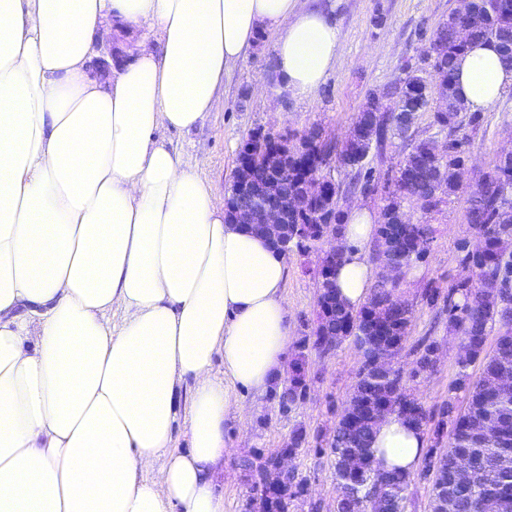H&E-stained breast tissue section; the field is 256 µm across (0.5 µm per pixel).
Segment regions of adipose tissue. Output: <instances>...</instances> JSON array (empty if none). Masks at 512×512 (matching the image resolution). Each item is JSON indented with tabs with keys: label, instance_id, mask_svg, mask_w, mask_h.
<instances>
[{
	"label": "adipose tissue",
	"instance_id": "adipose-tissue-1",
	"mask_svg": "<svg viewBox=\"0 0 512 512\" xmlns=\"http://www.w3.org/2000/svg\"><path fill=\"white\" fill-rule=\"evenodd\" d=\"M144 28L93 76L95 40ZM279 89L313 95L341 33L297 0H0V512H224L215 475L236 387L264 392L291 342L284 255L226 221L159 126L193 130L260 30ZM467 111L512 91L495 43L456 63ZM378 215L344 211L333 279L370 296ZM122 312L121 324L112 315ZM224 374L215 376V357ZM187 406L190 448L174 445ZM427 438L398 414L377 425L382 469L417 472Z\"/></svg>",
	"mask_w": 512,
	"mask_h": 512
}]
</instances>
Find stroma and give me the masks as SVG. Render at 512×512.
I'll use <instances>...</instances> for the list:
<instances>
[{
    "label": "stroma",
    "instance_id": "obj_1",
    "mask_svg": "<svg viewBox=\"0 0 512 512\" xmlns=\"http://www.w3.org/2000/svg\"><path fill=\"white\" fill-rule=\"evenodd\" d=\"M456 0H336L334 16L341 31L343 61L329 72L312 96L293 99L277 94L274 35L263 32L249 56L236 63L224 81V107L211 113L191 132L164 127L155 137L165 139L197 168L218 201L231 188L238 152L257 129L297 133L317 126L325 138L341 145L354 118L371 94L383 93L404 76L406 63H420L433 31L446 21ZM467 139L472 175L492 167L501 148L512 145V92L481 113L480 123L460 130ZM467 193H460L449 214L434 220V239L428 257L409 270L399 291L412 306L414 316L399 361L412 367L414 351L423 338L440 348L433 371L406 379L407 390L431 412H439L448 400L456 374L457 347L448 332V315L423 297L427 284L448 290L462 273L458 245L471 238L465 221ZM318 261L316 251L293 250L286 263L288 275L283 294L294 339L311 333L317 320L319 284L311 273ZM310 395L303 403L281 414L272 395L237 389L246 405L244 414L224 422L232 446L224 457V469L215 479L224 498V512H243L250 484L239 469L241 456L285 445L294 430H303L306 445L297 457L300 478L310 493L295 500L290 512H335L336 480L332 457L320 453L323 440L333 432L358 380L361 355L353 341H345L329 354L308 350Z\"/></svg>",
    "mask_w": 512,
    "mask_h": 512
}]
</instances>
